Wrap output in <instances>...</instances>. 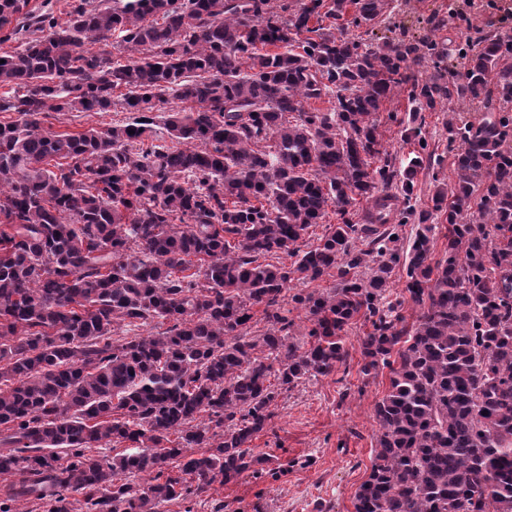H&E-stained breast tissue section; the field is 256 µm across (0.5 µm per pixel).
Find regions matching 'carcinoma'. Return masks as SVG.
<instances>
[{"instance_id": "1", "label": "carcinoma", "mask_w": 512, "mask_h": 512, "mask_svg": "<svg viewBox=\"0 0 512 512\" xmlns=\"http://www.w3.org/2000/svg\"><path fill=\"white\" fill-rule=\"evenodd\" d=\"M271 2L67 0L63 20L51 0H0V44L17 43L0 53V112L15 114L0 122V477L20 476L0 512H73L78 496L88 512H160L261 474L248 444L273 417L270 379L336 371L360 316L361 373L386 367L390 386L354 512H512V38L464 28L465 73L447 81L434 40L374 47L336 26L384 0ZM397 89L414 144L398 168L374 120ZM169 95L189 108L157 113ZM324 97L332 111L306 108ZM454 100L483 114L445 123L456 180L418 208V174L436 181L442 163L425 113ZM117 107L135 117L45 127ZM331 205L341 223L301 249ZM279 254L293 261H266ZM397 267L410 326L390 299ZM325 277L291 297L312 323L302 347L286 292ZM256 305L270 327L249 336ZM153 322L165 329L114 338ZM46 118L45 127H51L54 131L80 132L91 127L104 128L112 126V123H122L135 116L130 112H82L58 114L51 112Z\"/></svg>"}]
</instances>
